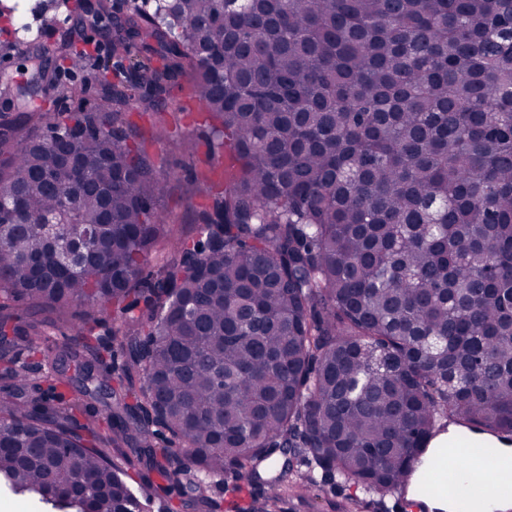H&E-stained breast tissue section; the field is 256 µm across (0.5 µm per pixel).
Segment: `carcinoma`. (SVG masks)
Returning <instances> with one entry per match:
<instances>
[{
    "label": "carcinoma",
    "instance_id": "carcinoma-1",
    "mask_svg": "<svg viewBox=\"0 0 512 512\" xmlns=\"http://www.w3.org/2000/svg\"><path fill=\"white\" fill-rule=\"evenodd\" d=\"M95 20L114 59L97 106L39 99L47 55L82 62L69 43L25 50L0 113V492L144 512L112 462L126 447L154 489L223 512L198 485L286 448L312 485L385 496L448 421L511 438L512 0H156ZM181 78L208 155L232 160L197 172L186 235L128 119L194 152L165 118ZM71 243L84 258L63 267Z\"/></svg>",
    "mask_w": 512,
    "mask_h": 512
}]
</instances>
